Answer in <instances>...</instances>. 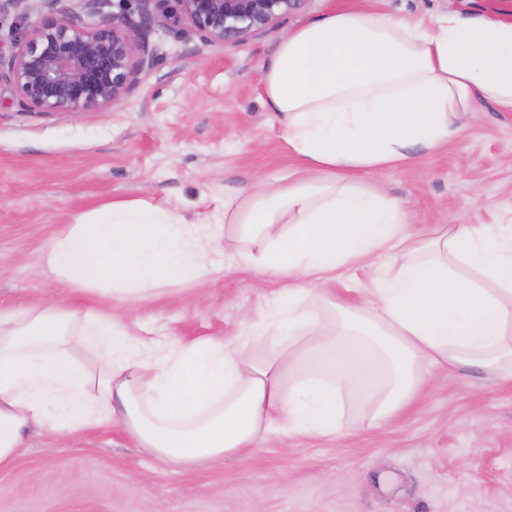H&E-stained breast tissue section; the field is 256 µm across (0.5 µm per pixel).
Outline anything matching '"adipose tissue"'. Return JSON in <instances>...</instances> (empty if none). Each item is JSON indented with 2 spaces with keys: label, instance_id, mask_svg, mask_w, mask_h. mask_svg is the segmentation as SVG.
I'll use <instances>...</instances> for the list:
<instances>
[{
  "label": "adipose tissue",
  "instance_id": "ef3b65f1",
  "mask_svg": "<svg viewBox=\"0 0 512 512\" xmlns=\"http://www.w3.org/2000/svg\"><path fill=\"white\" fill-rule=\"evenodd\" d=\"M260 84L301 161L292 181L225 192L220 235L141 198L74 215L42 266L111 308L0 309V469L34 429L112 424L188 469L258 447L274 428L339 437L351 397L379 424L426 367H512V224L426 230L361 180L446 146L484 105L512 112V18L333 11L282 35ZM221 245L284 282L269 309L245 314L231 342L134 334L119 306L204 287ZM357 264L373 269L364 304L327 298Z\"/></svg>",
  "mask_w": 512,
  "mask_h": 512
}]
</instances>
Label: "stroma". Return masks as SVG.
<instances>
[{"label": "stroma", "mask_w": 512, "mask_h": 512, "mask_svg": "<svg viewBox=\"0 0 512 512\" xmlns=\"http://www.w3.org/2000/svg\"><path fill=\"white\" fill-rule=\"evenodd\" d=\"M371 8L430 21L453 9L512 13V0H307L241 45L203 42L188 22L145 33L155 61L110 107L74 115L28 111L0 78V305L72 297L45 278L50 237L115 198H144L189 224L224 221V193L258 178L287 181L297 166L259 98L261 67L282 33L332 10ZM47 15L43 0L0 11V50ZM424 224L512 221V112L484 106L446 147L371 180ZM282 288L239 269L205 290L173 286L124 304L132 325L191 341H232L244 312ZM337 439L275 433L263 447L178 469L118 426L61 437L33 431L0 470V512H512V376L449 364L428 369L418 397L373 427L348 403Z\"/></svg>", "instance_id": "obj_1"}]
</instances>
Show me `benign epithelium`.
I'll return each instance as SVG.
<instances>
[{
    "mask_svg": "<svg viewBox=\"0 0 512 512\" xmlns=\"http://www.w3.org/2000/svg\"><path fill=\"white\" fill-rule=\"evenodd\" d=\"M33 28L12 52H0L25 105L34 113L94 112L128 93L135 73L154 62L146 38H134L130 20L96 24L108 0H79ZM306 0H139L140 26L186 20L200 38L221 46L242 44L301 10Z\"/></svg>",
    "mask_w": 512,
    "mask_h": 512,
    "instance_id": "1",
    "label": "benign epithelium"
}]
</instances>
